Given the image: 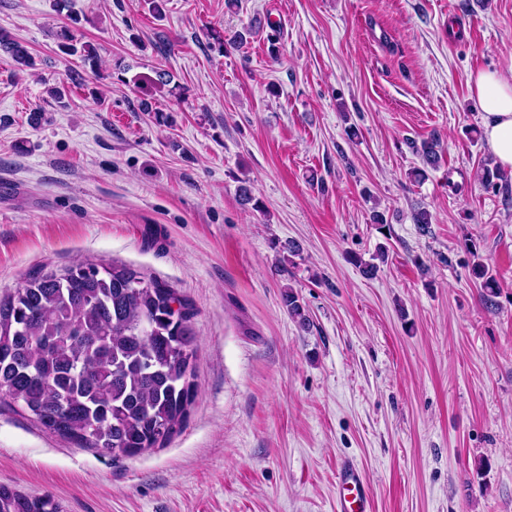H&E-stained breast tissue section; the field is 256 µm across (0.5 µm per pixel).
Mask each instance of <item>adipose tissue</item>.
<instances>
[{"label":"adipose tissue","instance_id":"obj_1","mask_svg":"<svg viewBox=\"0 0 512 512\" xmlns=\"http://www.w3.org/2000/svg\"><path fill=\"white\" fill-rule=\"evenodd\" d=\"M472 89L484 115V136L498 164L512 169V81L495 71L471 77Z\"/></svg>","mask_w":512,"mask_h":512}]
</instances>
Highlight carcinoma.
<instances>
[{"instance_id": "cac0c4a2", "label": "carcinoma", "mask_w": 512, "mask_h": 512, "mask_svg": "<svg viewBox=\"0 0 512 512\" xmlns=\"http://www.w3.org/2000/svg\"><path fill=\"white\" fill-rule=\"evenodd\" d=\"M75 24L62 23L55 38L96 74V47ZM0 51L33 66L27 45L5 31ZM413 149L424 166L438 165L437 139ZM471 274L494 306L498 281L481 260ZM284 303L290 317L308 322L293 290ZM196 316L188 297L123 263L28 278L0 297V405L85 447L131 456L160 446L178 432L196 392ZM0 512L64 510L51 495L0 485Z\"/></svg>"}]
</instances>
